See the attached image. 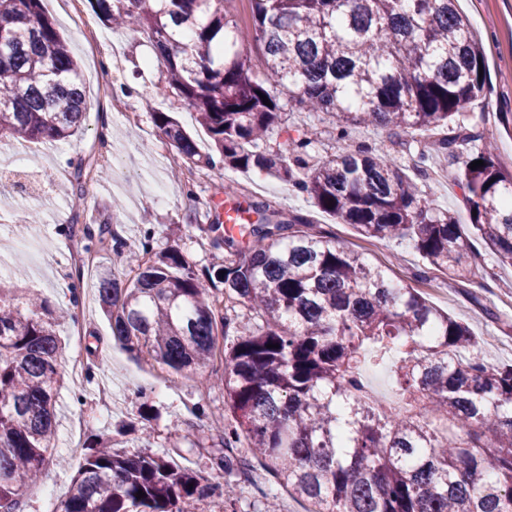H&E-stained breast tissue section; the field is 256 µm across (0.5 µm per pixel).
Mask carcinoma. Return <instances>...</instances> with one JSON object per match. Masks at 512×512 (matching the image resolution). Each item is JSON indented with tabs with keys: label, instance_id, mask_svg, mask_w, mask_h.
Returning a JSON list of instances; mask_svg holds the SVG:
<instances>
[{
	"label": "carcinoma",
	"instance_id": "obj_1",
	"mask_svg": "<svg viewBox=\"0 0 512 512\" xmlns=\"http://www.w3.org/2000/svg\"><path fill=\"white\" fill-rule=\"evenodd\" d=\"M231 2L89 0L102 25L149 39L165 73L154 95L192 107L207 130L212 151L203 152L170 113H153L178 160L263 172L366 238L408 239L426 269L454 281L474 275L480 244L512 266V169L465 123L488 78L456 0H247L240 20ZM85 110L78 64L43 0H0V138L65 141ZM294 110L336 116L335 154L310 167L265 144ZM359 126L433 132L439 151L465 149L471 224L422 198L396 156L351 145ZM224 200L236 222L208 226L224 261L197 271L176 249L151 258L147 235L128 255L131 279L98 275L122 348L182 375L211 359L219 334L232 337L223 385L233 422L221 444L246 440L309 512H512V363L489 364L467 325L307 219L232 185ZM110 223L68 233L81 232L90 250ZM222 300L247 308L248 322L221 313ZM62 321L41 294L0 285L3 512H17L21 485L54 455ZM367 364L386 367L415 411L371 406ZM216 490L172 457L98 438L61 512H184Z\"/></svg>",
	"mask_w": 512,
	"mask_h": 512
}]
</instances>
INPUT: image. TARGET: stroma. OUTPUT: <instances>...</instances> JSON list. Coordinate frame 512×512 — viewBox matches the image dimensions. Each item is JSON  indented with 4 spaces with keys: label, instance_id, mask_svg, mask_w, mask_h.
Instances as JSON below:
<instances>
[{
    "label": "stroma",
    "instance_id": "35a3bbf8",
    "mask_svg": "<svg viewBox=\"0 0 512 512\" xmlns=\"http://www.w3.org/2000/svg\"><path fill=\"white\" fill-rule=\"evenodd\" d=\"M459 4L483 39L490 86L486 103L470 104L467 115L471 124L492 140L498 161L510 168L512 126L505 125L503 116L512 114V0H459ZM45 9L80 63L89 105L81 131L67 141L27 146L0 142V206L6 209L0 218V276L12 277L14 287L41 292L54 306L71 309L74 314L73 321L60 328L62 383L56 404V453L66 457L67 464L48 465L40 481L21 487L22 512H57L65 499L83 461L82 455H67L65 439L83 446L91 436H111L119 426L134 421L146 402L160 411L159 418L144 425L150 440L142 442L132 432L124 437L123 449L144 445L158 455L180 451L183 465L235 489L233 496L192 504L190 512H266L272 500L278 502L280 512H306L307 502L288 494L246 444L235 449L230 470L213 469L214 456L222 452L220 434L233 413L224 387L217 384L204 392L200 381L207 377L217 382L224 374L223 359H214L196 372L177 377L175 383H167L165 368L144 358H131L118 347L95 298L97 273L111 269L118 276H127L126 251L137 245L147 229L153 233L155 251L173 247L194 269L207 267L212 260L207 226L215 220V205L223 201L228 183L286 215L306 218L363 253L371 263L387 267L396 283L416 289L434 306L467 323L480 339L488 363L512 362V266L500 264L493 253L483 249L475 258L479 272L472 281L456 282L438 271L423 280L418 276L423 260L407 241L366 239L352 226L337 223L317 209L307 194L265 174L217 167L205 169L204 179H184L172 169L169 154L156 151L166 137L153 114L166 110L167 105L153 95L164 74L153 62L150 42L119 38L124 63L116 71L108 53L89 49L72 20L69 0H47ZM128 113L133 122L125 121ZM295 126L315 131L308 161L327 157L337 149L335 119L321 112L289 113L286 130L274 133L270 146L294 157L288 130ZM352 140L390 152L410 168L428 149L433 136L360 127L353 131ZM104 151L114 153L117 164L85 168L82 197L69 199L57 192L55 185L63 176H74L75 160L94 159ZM428 165L429 170L441 168L445 175L434 178L429 170L418 175L424 198L460 223H468L459 186L462 158L439 152ZM116 199L122 201L123 208L112 229L123 246L97 252L92 273L84 277L82 288L73 289L70 274L74 263L66 230L73 222L110 214ZM33 209L40 216L34 229L27 225ZM76 354L84 368L92 371V378L73 377L71 358ZM192 436L202 437L200 447H190Z\"/></svg>",
    "mask_w": 512,
    "mask_h": 512
}]
</instances>
